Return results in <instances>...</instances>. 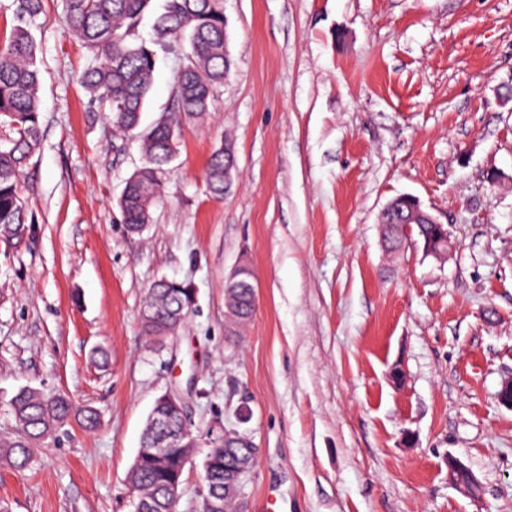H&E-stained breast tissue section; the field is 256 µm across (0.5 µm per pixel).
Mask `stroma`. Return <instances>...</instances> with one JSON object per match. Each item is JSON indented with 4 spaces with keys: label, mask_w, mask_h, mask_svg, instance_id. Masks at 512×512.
Segmentation results:
<instances>
[{
    "label": "stroma",
    "mask_w": 512,
    "mask_h": 512,
    "mask_svg": "<svg viewBox=\"0 0 512 512\" xmlns=\"http://www.w3.org/2000/svg\"><path fill=\"white\" fill-rule=\"evenodd\" d=\"M224 14L230 72L132 235L117 199L139 145L90 103L88 55L44 0L41 144L20 180L33 231L0 244V435L23 386L100 421H70L27 471L0 466V512H134L127 473L170 391L199 439L253 442L246 512H512V410L496 399L512 376V0H224ZM177 66L159 56L144 123L170 109ZM223 142L235 169L217 200L204 172ZM404 193L447 224V258L388 251L379 215ZM243 262L256 310L235 335L224 282ZM162 277L195 304L159 347L140 312ZM452 456L476 494L449 482Z\"/></svg>",
    "instance_id": "obj_1"
}]
</instances>
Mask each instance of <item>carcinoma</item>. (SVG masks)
Masks as SVG:
<instances>
[{"label":"carcinoma","instance_id":"carcinoma-1","mask_svg":"<svg viewBox=\"0 0 512 512\" xmlns=\"http://www.w3.org/2000/svg\"><path fill=\"white\" fill-rule=\"evenodd\" d=\"M62 0L71 31L89 55L79 82L90 100L103 107L112 127L138 132L143 165L125 182L119 199L126 229L139 234L151 224L152 209L162 196L160 176L175 159L183 126L198 123L210 111L216 89L231 68L224 57L227 41L224 0ZM43 11V0H18L9 36L0 42V241L21 247L31 235L19 182L41 143L40 69L33 22ZM151 19V34L140 28ZM186 42L172 88V108L166 117L140 129L154 83L157 54ZM227 160L224 147L209 158L205 181L210 195L224 196ZM227 307L247 318L255 306L254 276L245 269L237 284H224ZM194 305L190 284L161 279L148 289L141 311V332L160 343L185 322ZM18 427L11 438L0 439V464L26 470L33 448L76 418L88 430L99 418L91 407H79L68 397L47 395L23 387L10 400ZM163 437H176L180 447L157 449ZM198 438L183 413L157 398L148 416L128 479L138 501L152 512H170L169 491L183 483L187 459L195 455ZM244 449H227L208 440L202 460L206 491H224V469L237 464Z\"/></svg>","mask_w":512,"mask_h":512}]
</instances>
